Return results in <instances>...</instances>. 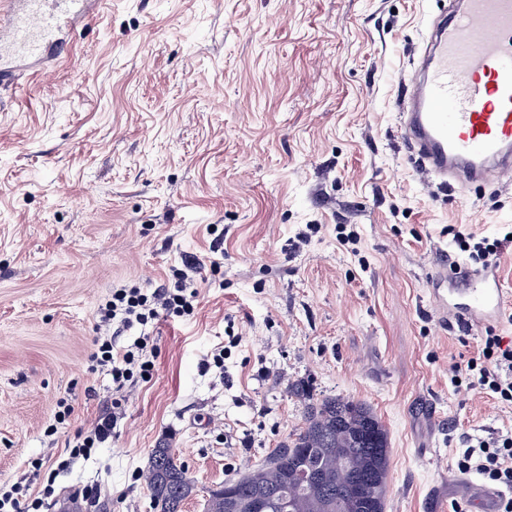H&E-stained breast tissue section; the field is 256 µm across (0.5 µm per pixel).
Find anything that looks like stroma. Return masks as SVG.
I'll return each mask as SVG.
<instances>
[{"instance_id": "35a3bbf8", "label": "stroma", "mask_w": 512, "mask_h": 512, "mask_svg": "<svg viewBox=\"0 0 512 512\" xmlns=\"http://www.w3.org/2000/svg\"><path fill=\"white\" fill-rule=\"evenodd\" d=\"M449 2L100 0L68 56L0 86V484L52 456L39 512L89 486L91 512H154L142 475L165 444L202 512L302 426L301 382L385 426V512H468L454 450L512 411L448 369L487 327L512 337V296L465 331L433 274L458 252L449 226L512 231V183L443 188L407 160L403 80ZM188 256L196 313L118 337L148 333L153 376L70 457L112 401L89 362L99 304Z\"/></svg>"}]
</instances>
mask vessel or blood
Returning a JSON list of instances; mask_svg holds the SVG:
<instances>
[{
    "mask_svg": "<svg viewBox=\"0 0 512 512\" xmlns=\"http://www.w3.org/2000/svg\"><path fill=\"white\" fill-rule=\"evenodd\" d=\"M87 0H0V85L67 52L61 33L88 20ZM402 115L415 164L439 179L512 175V0H456L433 22ZM496 272L437 294L441 314L477 324L503 311Z\"/></svg>",
    "mask_w": 512,
    "mask_h": 512,
    "instance_id": "obj_1",
    "label": "vessel or blood"
}]
</instances>
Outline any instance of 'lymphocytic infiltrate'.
I'll return each instance as SVG.
<instances>
[{
  "instance_id": "f902f5d3",
  "label": "lymphocytic infiltrate",
  "mask_w": 512,
  "mask_h": 512,
  "mask_svg": "<svg viewBox=\"0 0 512 512\" xmlns=\"http://www.w3.org/2000/svg\"><path fill=\"white\" fill-rule=\"evenodd\" d=\"M467 265L490 268L497 266L504 241L461 229L454 230ZM199 292L183 270L173 272L171 284L144 288L125 284L113 288L111 296L99 307V324L107 332L97 337L90 360L97 366L109 368L112 389L116 396L110 411L102 414L93 427L78 433L70 449L72 456L90 454L93 448L106 442L115 428L125 403L123 394L135 382L150 381L154 362L147 355V337L133 344L117 346L115 336L135 326H147L159 317L193 315ZM456 384L486 391L497 403L512 409V341H506L495 331H487L476 351L461 355L450 367ZM457 468L461 473H474L497 487L507 488V495L497 502V512H512V431L496 433L487 438L462 436Z\"/></svg>"
}]
</instances>
